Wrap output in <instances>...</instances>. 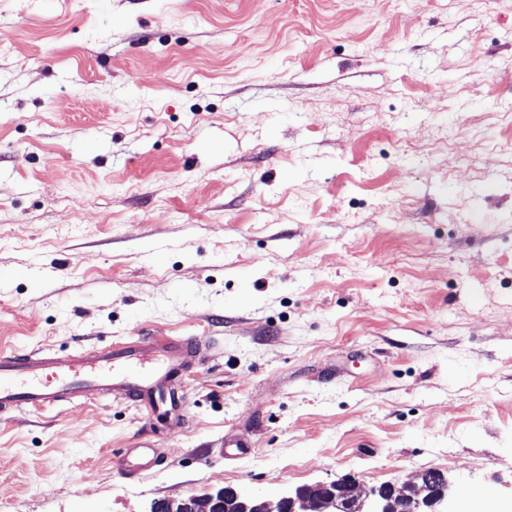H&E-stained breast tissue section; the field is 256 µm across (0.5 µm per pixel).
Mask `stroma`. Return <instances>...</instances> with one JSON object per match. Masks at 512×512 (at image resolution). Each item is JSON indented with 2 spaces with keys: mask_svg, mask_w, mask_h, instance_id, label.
Returning <instances> with one entry per match:
<instances>
[{
  "mask_svg": "<svg viewBox=\"0 0 512 512\" xmlns=\"http://www.w3.org/2000/svg\"><path fill=\"white\" fill-rule=\"evenodd\" d=\"M136 336L198 339L181 409L0 416V512L432 469L512 512V0H0V351ZM117 463L123 475L136 476L157 464V454L154 448H127Z\"/></svg>",
  "mask_w": 512,
  "mask_h": 512,
  "instance_id": "stroma-1",
  "label": "stroma"
}]
</instances>
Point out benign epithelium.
<instances>
[{"mask_svg":"<svg viewBox=\"0 0 512 512\" xmlns=\"http://www.w3.org/2000/svg\"><path fill=\"white\" fill-rule=\"evenodd\" d=\"M249 501L251 498L227 487L201 497L164 500L153 508L154 512H224L234 504L238 512H470L464 490L437 470L425 472L421 489L411 494L400 493L391 485L363 492L356 481L344 478L315 488L286 489L279 494L274 510L262 498L256 499L254 506Z\"/></svg>","mask_w":512,"mask_h":512,"instance_id":"1","label":"benign epithelium"}]
</instances>
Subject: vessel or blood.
I'll return each instance as SVG.
<instances>
[{
	"label": "vessel or blood",
	"instance_id": "1",
	"mask_svg": "<svg viewBox=\"0 0 512 512\" xmlns=\"http://www.w3.org/2000/svg\"><path fill=\"white\" fill-rule=\"evenodd\" d=\"M199 354L189 337L141 336L105 353L80 350L65 357L14 351L0 355V415L19 406L49 410L86 389L109 391L145 407L162 420L182 407L174 386L186 363ZM157 463L152 448H129L118 458L125 476L150 470Z\"/></svg>",
	"mask_w": 512,
	"mask_h": 512
}]
</instances>
